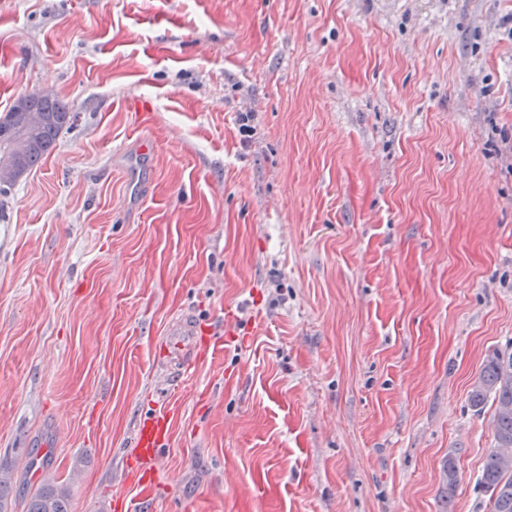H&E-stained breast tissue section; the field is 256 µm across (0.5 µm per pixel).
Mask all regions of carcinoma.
Listing matches in <instances>:
<instances>
[{"label": "carcinoma", "mask_w": 512, "mask_h": 512, "mask_svg": "<svg viewBox=\"0 0 512 512\" xmlns=\"http://www.w3.org/2000/svg\"><path fill=\"white\" fill-rule=\"evenodd\" d=\"M75 118L69 104L51 93L32 92L18 97L0 119V195L38 166ZM490 397L495 404V444L479 483L489 494L490 512H512V348L487 360L469 393L475 407ZM457 481V465L448 457L442 461L444 495L454 492ZM13 488L11 472L0 466V512H12ZM26 512H70L69 494L45 478L28 499Z\"/></svg>", "instance_id": "obj_1"}]
</instances>
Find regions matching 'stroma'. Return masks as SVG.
Returning <instances> with one entry per match:
<instances>
[{"label":"stroma","instance_id":"stroma-1","mask_svg":"<svg viewBox=\"0 0 512 512\" xmlns=\"http://www.w3.org/2000/svg\"><path fill=\"white\" fill-rule=\"evenodd\" d=\"M511 16L0 0V118L34 91L76 115L0 198L14 512L46 477L71 512H490L494 407L468 393L512 346ZM187 313L224 347L182 379L165 331ZM169 432V423L164 416L147 418L142 423L136 436L135 464L142 473L144 486H153L151 471L159 459Z\"/></svg>","mask_w":512,"mask_h":512}]
</instances>
